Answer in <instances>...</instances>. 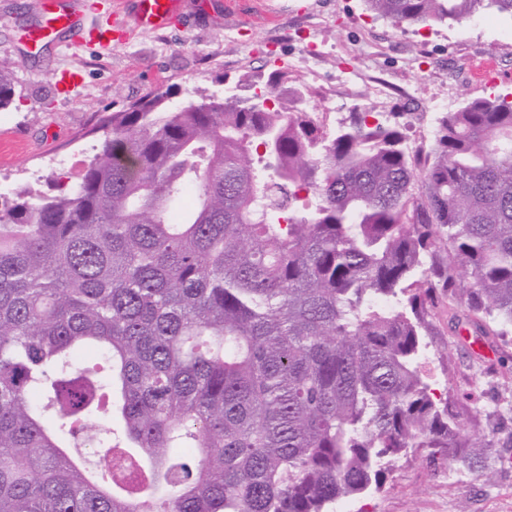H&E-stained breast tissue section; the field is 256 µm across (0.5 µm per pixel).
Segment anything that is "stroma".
<instances>
[{
  "label": "stroma",
  "mask_w": 512,
  "mask_h": 512,
  "mask_svg": "<svg viewBox=\"0 0 512 512\" xmlns=\"http://www.w3.org/2000/svg\"><path fill=\"white\" fill-rule=\"evenodd\" d=\"M182 11L181 30L145 32L128 22L108 53L50 46L33 54L19 32L38 22L39 0H0V69L16 83L12 105L0 109V196L27 183L48 193L74 184L101 146L105 118L151 92L170 91L173 106L227 90L250 97L274 70L302 80L312 71L305 109L326 130L381 108L406 125L411 141L439 130L433 100L455 112L512 92V16L494 10L400 29L364 0H182ZM480 57L498 60L496 86L464 82ZM63 69L82 71L83 86L56 90ZM373 81L392 88L384 106L368 91ZM429 312L427 380L454 399L465 429L494 446L477 461L397 460L383 490L343 501L346 512H512V332L485 337L483 357L459 333L463 296L436 295Z\"/></svg>",
  "instance_id": "obj_1"
}]
</instances>
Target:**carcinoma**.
Returning a JSON list of instances; mask_svg holds the SVG:
<instances>
[{
    "instance_id": "carcinoma-1",
    "label": "carcinoma",
    "mask_w": 512,
    "mask_h": 512,
    "mask_svg": "<svg viewBox=\"0 0 512 512\" xmlns=\"http://www.w3.org/2000/svg\"><path fill=\"white\" fill-rule=\"evenodd\" d=\"M366 2L398 28L512 15ZM290 79L260 109L141 97L77 184L0 197V512H333L395 460L493 448L435 397L424 336L461 273L474 335L512 328V101L410 151L371 112L326 133ZM79 443L118 456L91 469Z\"/></svg>"
}]
</instances>
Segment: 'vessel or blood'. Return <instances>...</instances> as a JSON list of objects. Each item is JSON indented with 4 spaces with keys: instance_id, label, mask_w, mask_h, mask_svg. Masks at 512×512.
<instances>
[{
    "instance_id": "vessel-or-blood-1",
    "label": "vessel or blood",
    "mask_w": 512,
    "mask_h": 512,
    "mask_svg": "<svg viewBox=\"0 0 512 512\" xmlns=\"http://www.w3.org/2000/svg\"><path fill=\"white\" fill-rule=\"evenodd\" d=\"M133 18L142 30H158L176 25L180 0H135ZM42 21L39 27L23 34L29 52L45 46L66 45L105 51L111 48L115 31L112 24L100 23L97 0H39Z\"/></svg>"
}]
</instances>
